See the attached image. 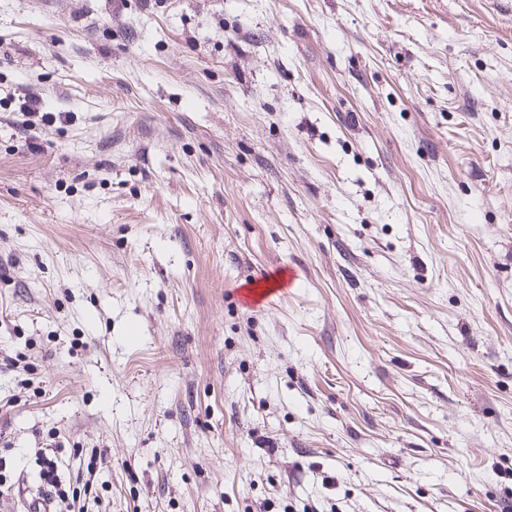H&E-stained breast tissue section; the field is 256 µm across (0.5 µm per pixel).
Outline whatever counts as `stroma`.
I'll list each match as a JSON object with an SVG mask.
<instances>
[{"label":"stroma","mask_w":512,"mask_h":512,"mask_svg":"<svg viewBox=\"0 0 512 512\" xmlns=\"http://www.w3.org/2000/svg\"><path fill=\"white\" fill-rule=\"evenodd\" d=\"M47 446L88 512H512V0H0V512Z\"/></svg>","instance_id":"35a3bbf8"}]
</instances>
